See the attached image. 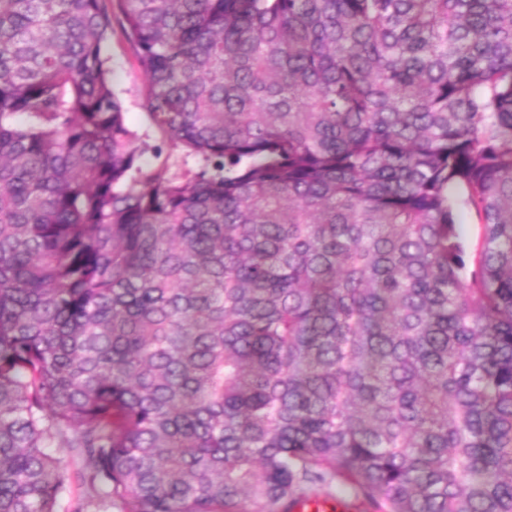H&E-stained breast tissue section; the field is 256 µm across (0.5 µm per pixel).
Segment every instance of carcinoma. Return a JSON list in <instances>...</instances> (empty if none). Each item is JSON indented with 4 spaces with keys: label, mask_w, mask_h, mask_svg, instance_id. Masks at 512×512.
Wrapping results in <instances>:
<instances>
[{
    "label": "carcinoma",
    "mask_w": 512,
    "mask_h": 512,
    "mask_svg": "<svg viewBox=\"0 0 512 512\" xmlns=\"http://www.w3.org/2000/svg\"><path fill=\"white\" fill-rule=\"evenodd\" d=\"M338 487L512 512V0H0V512ZM105 51L111 57L113 85L123 100L127 121L142 133L148 123L137 96V74L127 65L123 49L115 37L107 44Z\"/></svg>",
    "instance_id": "cac0c4a2"
}]
</instances>
